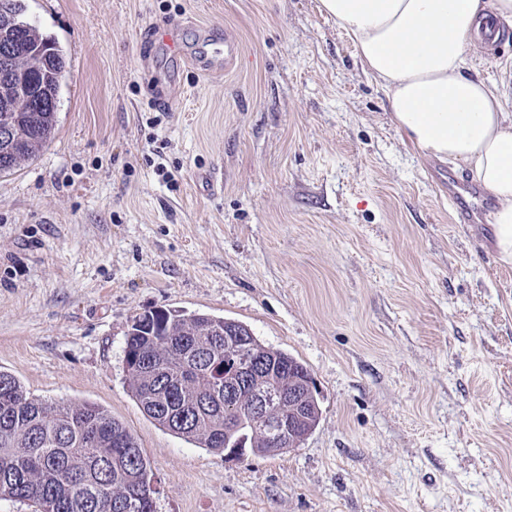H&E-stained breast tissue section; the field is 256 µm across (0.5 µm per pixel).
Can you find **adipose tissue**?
Listing matches in <instances>:
<instances>
[{
    "mask_svg": "<svg viewBox=\"0 0 512 512\" xmlns=\"http://www.w3.org/2000/svg\"><path fill=\"white\" fill-rule=\"evenodd\" d=\"M385 90L394 122L426 155L463 163L495 200L492 222L512 262V81L465 75V47L485 24L512 28V0H320Z\"/></svg>",
    "mask_w": 512,
    "mask_h": 512,
    "instance_id": "ef3b65f1",
    "label": "adipose tissue"
}]
</instances>
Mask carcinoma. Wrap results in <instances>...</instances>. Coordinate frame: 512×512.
Returning a JSON list of instances; mask_svg holds the SVG:
<instances>
[{
    "mask_svg": "<svg viewBox=\"0 0 512 512\" xmlns=\"http://www.w3.org/2000/svg\"><path fill=\"white\" fill-rule=\"evenodd\" d=\"M0 50L20 41L10 55L13 79H0V129L14 144L0 146V174L35 159L56 125L57 99L66 71L59 43L24 20L25 0H0ZM34 81L25 111L12 109L17 84ZM129 385L143 413L166 430L224 451L250 447L269 454L292 447L274 425L293 418L288 391L304 395L311 432L321 408L308 385L305 364L267 347L242 322L200 312L158 309L136 317L127 334ZM270 393L283 397L272 423L248 413ZM152 470L134 437L102 407L48 404L31 397L20 382L0 372V498L43 503L45 512H155L153 501L137 497L152 488Z\"/></svg>",
    "mask_w": 512,
    "mask_h": 512,
    "instance_id": "carcinoma-1",
    "label": "carcinoma"
}]
</instances>
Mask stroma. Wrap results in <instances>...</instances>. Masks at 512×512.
I'll return each mask as SVG.
<instances>
[{"instance_id":"stroma-1","label":"stroma","mask_w":512,"mask_h":512,"mask_svg":"<svg viewBox=\"0 0 512 512\" xmlns=\"http://www.w3.org/2000/svg\"><path fill=\"white\" fill-rule=\"evenodd\" d=\"M319 0H26L67 67L50 142L0 175V371L135 438L155 512H512V264L441 180ZM232 34L214 76L149 26ZM483 78L512 31L467 48ZM246 324L310 370L300 447L239 460L146 417L148 310Z\"/></svg>"}]
</instances>
